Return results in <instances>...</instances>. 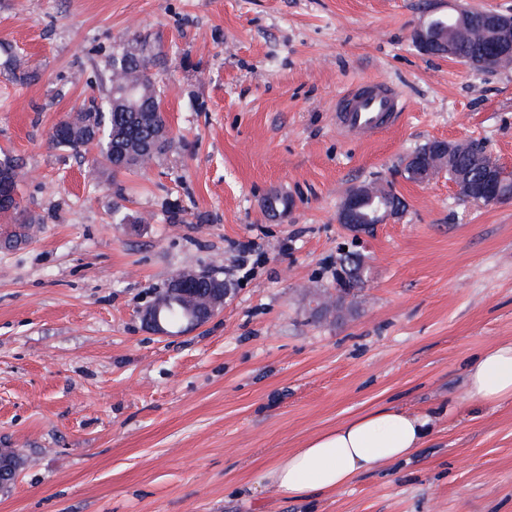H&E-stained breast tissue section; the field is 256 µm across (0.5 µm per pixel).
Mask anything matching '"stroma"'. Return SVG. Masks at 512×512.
<instances>
[{
    "label": "stroma",
    "mask_w": 512,
    "mask_h": 512,
    "mask_svg": "<svg viewBox=\"0 0 512 512\" xmlns=\"http://www.w3.org/2000/svg\"><path fill=\"white\" fill-rule=\"evenodd\" d=\"M512 0H0V149L40 222L0 244V448L23 449L0 512H512V399L467 395L468 361L512 344V200L472 204L447 175L406 179L432 140L512 166V68L419 51L423 22ZM161 51L174 139L150 169L109 174L49 146L98 98L115 41ZM405 103L372 140L336 129L350 84ZM388 184L403 214L362 230L365 278L337 271L349 190ZM278 193L293 206L269 218ZM125 216L122 224L113 215ZM247 267H240V257ZM220 268L224 309L161 338L139 310L179 270ZM344 293L343 317L311 315ZM382 405L429 411L410 461L310 501L259 483L313 435Z\"/></svg>",
    "instance_id": "stroma-1"
}]
</instances>
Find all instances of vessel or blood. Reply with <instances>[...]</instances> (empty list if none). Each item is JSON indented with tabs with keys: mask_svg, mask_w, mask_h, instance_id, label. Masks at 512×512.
I'll return each instance as SVG.
<instances>
[{
	"mask_svg": "<svg viewBox=\"0 0 512 512\" xmlns=\"http://www.w3.org/2000/svg\"><path fill=\"white\" fill-rule=\"evenodd\" d=\"M400 96L390 86L355 83L336 101V127L349 137L369 138L395 125L400 117Z\"/></svg>",
	"mask_w": 512,
	"mask_h": 512,
	"instance_id": "b4317fda",
	"label": "vessel or blood"
}]
</instances>
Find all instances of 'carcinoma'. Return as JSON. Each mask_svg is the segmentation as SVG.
<instances>
[{
    "instance_id": "carcinoma-1",
    "label": "carcinoma",
    "mask_w": 512,
    "mask_h": 512,
    "mask_svg": "<svg viewBox=\"0 0 512 512\" xmlns=\"http://www.w3.org/2000/svg\"><path fill=\"white\" fill-rule=\"evenodd\" d=\"M479 11L464 15L462 24L455 28L454 21L445 16L434 20L442 31L453 28L451 36L455 53L460 58H471L485 50L480 30ZM4 59L0 65L19 80L36 77V72L24 70L8 47H1ZM155 59L146 55L145 45L121 41L112 47L101 78L102 101L91 104L85 110L70 117L64 134L51 135V144L79 154L89 147L97 150L103 164L112 174L141 171L152 166L172 145V137L166 132V121L160 109L162 86L157 73L153 72ZM485 158L481 150H448L445 167L452 168L459 178L475 183L476 193H481V166ZM0 175L9 181L12 193L11 209L0 206V214L8 212L22 218V224H37L39 219L26 215L17 198L20 183L25 176L21 160L8 152L0 154Z\"/></svg>"
}]
</instances>
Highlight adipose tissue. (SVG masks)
Segmentation results:
<instances>
[{"label":"adipose tissue","mask_w":512,"mask_h":512,"mask_svg":"<svg viewBox=\"0 0 512 512\" xmlns=\"http://www.w3.org/2000/svg\"><path fill=\"white\" fill-rule=\"evenodd\" d=\"M468 393L485 405L512 399V344L491 347L468 366ZM429 414L397 406L359 413L307 439L266 467L261 481L288 500L328 496L363 474L410 459L429 434Z\"/></svg>","instance_id":"ef3b65f1"}]
</instances>
